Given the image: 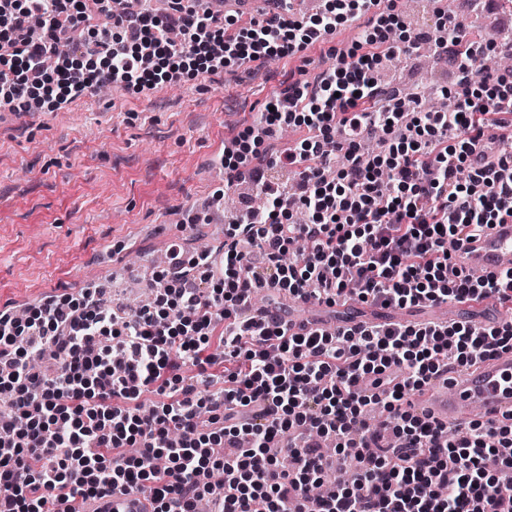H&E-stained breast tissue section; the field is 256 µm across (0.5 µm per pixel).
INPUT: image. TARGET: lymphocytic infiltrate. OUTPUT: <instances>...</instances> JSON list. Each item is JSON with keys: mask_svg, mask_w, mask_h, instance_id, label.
I'll use <instances>...</instances> for the list:
<instances>
[{"mask_svg": "<svg viewBox=\"0 0 512 512\" xmlns=\"http://www.w3.org/2000/svg\"><path fill=\"white\" fill-rule=\"evenodd\" d=\"M265 18L226 33L223 14L173 0L164 15L112 13L101 0H0V112L54 111L88 91H135L262 65L369 16L336 67L298 81L224 146V183L248 175L265 197L210 249L179 251L154 275L152 301L106 305L96 287L0 308V512H82L118 490L146 493L154 512H512V422L442 426L404 404L451 368L512 348V322L477 327L379 323L291 333L285 300L384 308L494 298L512 307V268L449 277V242L512 220V70L472 89L494 40L446 16L433 40L458 72L445 112H408L381 69L409 25L389 0H327L320 12ZM92 38L58 55L69 32ZM287 127L308 137L282 161L289 193L259 162ZM499 132L496 151L485 146ZM253 243L258 257L242 250ZM269 298L265 322L247 300ZM386 413L374 427L372 409ZM358 449L360 492L324 483L328 460ZM231 453H224V445Z\"/></svg>", "mask_w": 512, "mask_h": 512, "instance_id": "obj_1", "label": "lymphocytic infiltrate"}]
</instances>
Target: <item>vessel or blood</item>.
I'll return each mask as SVG.
<instances>
[{
  "instance_id": "1",
  "label": "vessel or blood",
  "mask_w": 512,
  "mask_h": 512,
  "mask_svg": "<svg viewBox=\"0 0 512 512\" xmlns=\"http://www.w3.org/2000/svg\"><path fill=\"white\" fill-rule=\"evenodd\" d=\"M451 255L452 269L465 272L477 270L486 274L512 267V222L490 225L478 237L452 250ZM475 307V302L458 300L449 305L420 306L413 308L412 318L420 320L429 311L445 323ZM417 410L443 426L454 425L465 417L495 423L511 419L512 349L499 352L493 359L462 373L434 380L418 402ZM84 512H151V503L143 494L115 492L88 502Z\"/></svg>"
}]
</instances>
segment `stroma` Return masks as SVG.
I'll list each match as a JSON object with an SVG mask.
<instances>
[{"label":"stroma","mask_w":512,"mask_h":512,"mask_svg":"<svg viewBox=\"0 0 512 512\" xmlns=\"http://www.w3.org/2000/svg\"><path fill=\"white\" fill-rule=\"evenodd\" d=\"M474 26L473 0H441L473 34L512 33V0ZM367 18L333 39L256 67L201 73L143 92L89 93L53 112L0 122V307L49 292L106 289L129 302L141 260L165 252L169 236L185 250L217 249L212 226L189 225L207 198L224 197L218 145L249 125L297 81H313L350 47Z\"/></svg>","instance_id":"obj_1"}]
</instances>
